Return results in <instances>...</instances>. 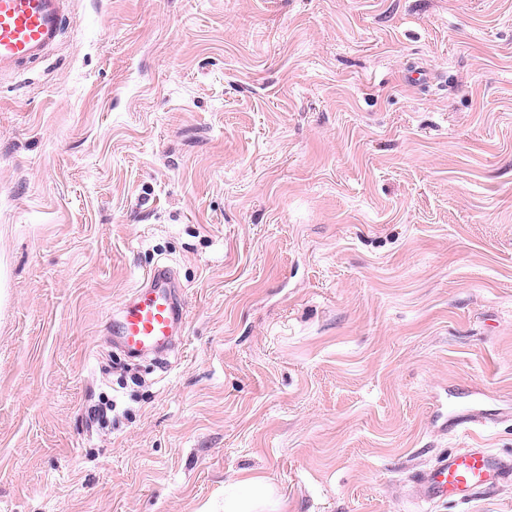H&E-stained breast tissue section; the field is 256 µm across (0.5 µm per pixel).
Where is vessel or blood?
Here are the masks:
<instances>
[{
	"label": "vessel or blood",
	"instance_id": "1",
	"mask_svg": "<svg viewBox=\"0 0 512 512\" xmlns=\"http://www.w3.org/2000/svg\"><path fill=\"white\" fill-rule=\"evenodd\" d=\"M66 0H0V74L14 73L44 58L62 34ZM188 311L179 301L171 270L150 269L112 321L114 339L131 354L169 348L182 334ZM426 500L467 504L512 484V460L483 448L440 458L418 473Z\"/></svg>",
	"mask_w": 512,
	"mask_h": 512
}]
</instances>
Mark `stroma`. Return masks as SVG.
<instances>
[{
    "label": "stroma",
    "instance_id": "35a3bbf8",
    "mask_svg": "<svg viewBox=\"0 0 512 512\" xmlns=\"http://www.w3.org/2000/svg\"><path fill=\"white\" fill-rule=\"evenodd\" d=\"M457 448L512 457V0H69L0 76V512H512L416 498ZM187 317L171 270L156 265L121 305L112 320V335L130 354L165 350L182 334ZM223 509V512H287L271 479L247 471L224 482Z\"/></svg>",
    "mask_w": 512,
    "mask_h": 512
}]
</instances>
